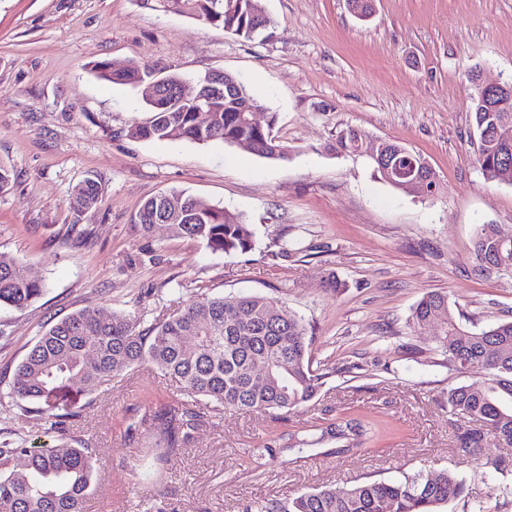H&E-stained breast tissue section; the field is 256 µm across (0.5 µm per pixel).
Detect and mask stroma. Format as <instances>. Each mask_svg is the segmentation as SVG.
<instances>
[{"label":"stroma","instance_id":"stroma-1","mask_svg":"<svg viewBox=\"0 0 512 512\" xmlns=\"http://www.w3.org/2000/svg\"><path fill=\"white\" fill-rule=\"evenodd\" d=\"M273 24L248 41L142 0H0V253L28 260L44 292L18 312L0 308V372L13 373L36 336L90 304L154 317L210 294L259 293L303 320L314 365L331 373L288 420L204 412L193 440L166 466L124 415L148 392L176 401L175 385L142 368L94 392L72 430L94 449L100 479L88 512H242L244 505L316 486L336 493L366 476L451 468L468 496L442 512H512V487L487 484L455 441L445 395L479 378L449 370L434 327L411 332L429 291L448 294L457 319L479 330L512 320V277L475 274L478 225L512 227V184L476 163L469 70L512 80V0H374L358 20L348 0H261ZM156 63L196 82L219 71L258 99L260 122L291 149L285 160L220 142H154L131 130L150 114L139 92L101 80L98 63ZM368 145L391 140L423 156L437 195L384 182L368 156L332 151L340 130ZM100 202L74 214L86 177ZM183 191L249 223L256 248L224 254L143 231L148 198ZM298 251L282 252L283 241ZM344 287L326 288L328 274ZM361 414L395 428L354 455L327 445L285 452L261 468L246 448L295 425Z\"/></svg>","mask_w":512,"mask_h":512}]
</instances>
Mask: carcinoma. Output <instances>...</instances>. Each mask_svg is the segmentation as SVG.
<instances>
[{
  "label": "carcinoma",
  "mask_w": 512,
  "mask_h": 512,
  "mask_svg": "<svg viewBox=\"0 0 512 512\" xmlns=\"http://www.w3.org/2000/svg\"><path fill=\"white\" fill-rule=\"evenodd\" d=\"M159 3L246 40L271 26L260 0ZM97 69L100 78L141 91L151 117L135 127L138 139L222 141L262 158H288V145L272 133L274 121L257 130L247 123L248 113L239 111L244 104L258 108L260 103L233 75L224 79L236 85L235 98L207 91L202 79L196 82L194 92L205 96L214 109L211 124L202 127L192 112L195 98L180 102L159 97L156 88L146 92L155 65L102 62ZM497 116L473 111L477 163L487 181L506 182L512 177V125L496 127ZM363 140L359 130L347 127L336 136V151L356 155ZM399 148L401 144L391 141L378 145L373 160L377 173L384 174L388 164L404 157ZM101 194L100 183L87 178L74 189L69 207L80 214L95 207ZM137 221L147 232L166 221L176 235L197 239L214 252L247 253L255 247L251 225L184 192L147 199ZM473 248L477 275L512 274V233L497 224H481ZM42 293L43 284L32 276L27 260L0 253L1 307L22 311ZM437 315L442 323L433 341L446 353L448 368L460 374L486 370L480 381L448 388V414L464 419L457 427L459 447L481 463L490 481L512 477V459L487 454L491 437L512 442V321L472 330L456 320L448 293L431 291L417 303L409 327L418 331ZM311 343L302 319L293 314L283 318L276 301L257 293L216 296L202 290L188 306L153 319L115 311L106 315L91 304L35 338L0 401L9 399L50 433L93 406L94 400L73 392L74 383L101 387L135 368H154L178 382L183 399L174 405L148 394L124 422L126 432H140L149 439L157 449L156 461L164 464L193 438L203 407L218 414L260 412L286 420L311 402L327 378L323 370L313 368ZM258 364L266 369L261 382L254 378ZM380 433L367 419L337 417L272 434L245 454L260 466L279 453L332 441L336 452L354 453ZM97 484L96 455L79 438L62 435L55 444L39 448L24 440L0 444V512H86ZM466 492V480L457 471L418 468L392 479L367 477L339 497L323 486L294 497L253 502L245 512H439L450 496Z\"/></svg>",
  "instance_id": "cac0c4a2"
}]
</instances>
